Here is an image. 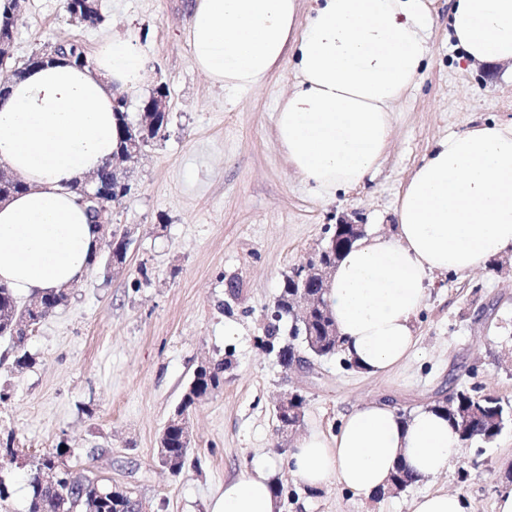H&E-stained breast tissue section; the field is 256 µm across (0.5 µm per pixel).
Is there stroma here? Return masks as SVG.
I'll list each match as a JSON object with an SVG mask.
<instances>
[{
  "label": "stroma",
  "instance_id": "35a3bbf8",
  "mask_svg": "<svg viewBox=\"0 0 512 512\" xmlns=\"http://www.w3.org/2000/svg\"><path fill=\"white\" fill-rule=\"evenodd\" d=\"M189 3L101 0L93 26L73 23L63 0L20 4L15 59L47 43L78 42L92 53L112 36H136L148 72L142 91L127 97L129 117L161 88L169 120L121 165L130 191L113 202L112 223L130 232L125 262L89 267L28 336L31 366L15 369V349L0 339V386L10 392L0 431L30 460L66 442L82 467L135 491L145 512H210L225 479L265 463L277 468L279 512H412L418 494L437 489L461 493L471 512H494L498 495L512 490V424L492 442L461 447L434 480L384 497L307 488L287 457L298 436L335 434L366 399L407 415L475 387L511 408V254L463 277H432L416 351L387 375H363L340 354L309 372L288 370L258 340L285 276L325 245L329 226L354 222L366 235H388L404 185L434 141L512 121V63L462 60L448 38L450 0H430V51L392 108L380 170L361 187L321 197L275 136L277 105L297 82L291 60L253 89L211 84L192 63ZM207 359L226 361L224 387L193 409L191 452L174 477L157 462L161 430ZM289 392L304 397V415L284 436L275 408Z\"/></svg>",
  "mask_w": 512,
  "mask_h": 512
}]
</instances>
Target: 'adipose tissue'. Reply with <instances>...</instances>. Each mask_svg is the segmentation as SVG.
<instances>
[{
  "instance_id": "ef3b65f1",
  "label": "adipose tissue",
  "mask_w": 512,
  "mask_h": 512,
  "mask_svg": "<svg viewBox=\"0 0 512 512\" xmlns=\"http://www.w3.org/2000/svg\"><path fill=\"white\" fill-rule=\"evenodd\" d=\"M432 17L426 0H196L187 38L212 83L249 89L291 58L299 80L275 114L291 169L322 196L363 185L393 137L392 107L418 78ZM450 38L466 60L512 61V0H452ZM147 59L131 36L102 42L92 65L60 60L29 69L0 104V164L26 192L0 205V282L31 297L76 285L98 245L69 189L117 148V93L140 92ZM390 235L356 241L332 275L327 300L340 350L369 376L413 354L416 318L433 275H462L512 251V122L436 140L408 178ZM461 441L446 413L400 414L372 399L335 437L312 431L291 448L290 471L312 488L370 497L398 463L418 480L445 472ZM275 471L225 481L212 512H276Z\"/></svg>"
}]
</instances>
